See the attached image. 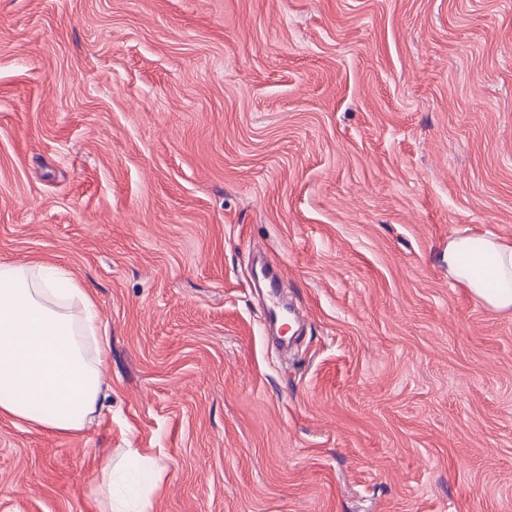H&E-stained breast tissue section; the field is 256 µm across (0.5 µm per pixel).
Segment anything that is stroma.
I'll use <instances>...</instances> for the list:
<instances>
[{"mask_svg":"<svg viewBox=\"0 0 512 512\" xmlns=\"http://www.w3.org/2000/svg\"><path fill=\"white\" fill-rule=\"evenodd\" d=\"M512 0H0V263L93 294L112 411L0 416V512H512ZM306 314L265 337L254 260ZM448 276L497 311L512 310V242L469 236L448 241ZM102 473L109 476L110 497L108 509L101 512L153 511V491L160 475L159 464L154 457L143 455L138 448H130L121 470H117L116 465H112V453L109 452L104 458Z\"/></svg>","mask_w":512,"mask_h":512,"instance_id":"stroma-1","label":"stroma"}]
</instances>
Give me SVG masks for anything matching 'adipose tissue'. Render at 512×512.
<instances>
[{
	"mask_svg": "<svg viewBox=\"0 0 512 512\" xmlns=\"http://www.w3.org/2000/svg\"><path fill=\"white\" fill-rule=\"evenodd\" d=\"M448 275L497 311L512 310V242L448 241ZM91 293L64 268L0 263V415L53 434L84 430L111 398L101 367L107 347ZM114 488L107 512H152L157 460L130 449L104 463Z\"/></svg>",
	"mask_w": 512,
	"mask_h": 512,
	"instance_id": "adipose-tissue-1",
	"label": "adipose tissue"
}]
</instances>
